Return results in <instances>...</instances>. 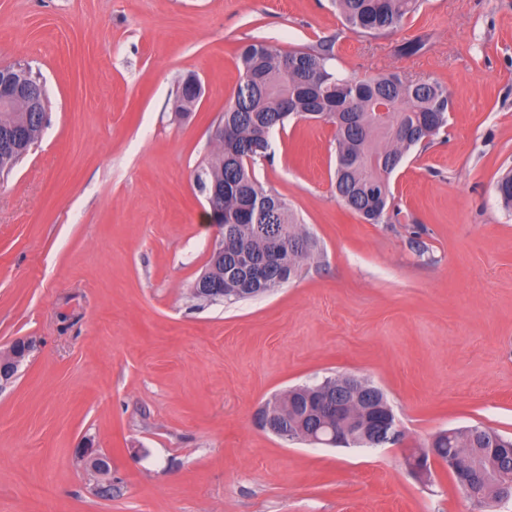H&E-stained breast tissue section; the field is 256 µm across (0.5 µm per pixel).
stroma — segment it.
Returning <instances> with one entry per match:
<instances>
[{
  "mask_svg": "<svg viewBox=\"0 0 512 512\" xmlns=\"http://www.w3.org/2000/svg\"><path fill=\"white\" fill-rule=\"evenodd\" d=\"M422 37L425 47L397 48ZM340 76L398 71L448 90V125L390 177L400 214L336 196V128L292 119L255 174L314 249L298 275L229 305L191 288L222 239L196 174L250 43ZM29 64L51 107L0 182V348L33 352L0 393V512H512L467 498L411 448L475 424L512 436V0H424L391 32L332 0H0V67ZM203 94L176 114L180 82ZM353 375L385 394L397 443L282 440L255 412ZM112 457V496L77 450Z\"/></svg>",
  "mask_w": 512,
  "mask_h": 512,
  "instance_id": "obj_1",
  "label": "stroma"
}]
</instances>
